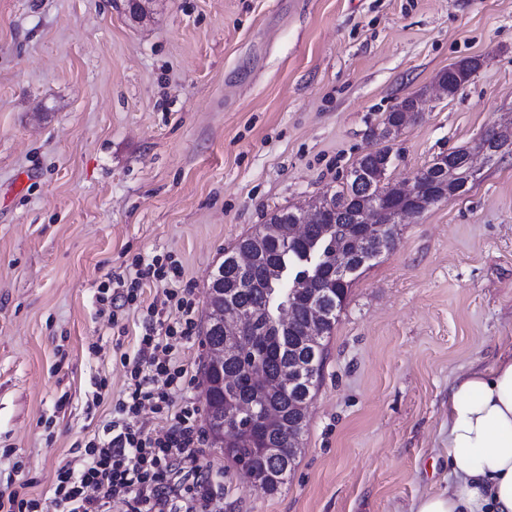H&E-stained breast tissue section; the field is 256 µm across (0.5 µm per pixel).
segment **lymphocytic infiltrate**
<instances>
[{
    "label": "lymphocytic infiltrate",
    "instance_id": "lymphocytic-infiltrate-1",
    "mask_svg": "<svg viewBox=\"0 0 512 512\" xmlns=\"http://www.w3.org/2000/svg\"><path fill=\"white\" fill-rule=\"evenodd\" d=\"M178 316L157 329L155 308H148L144 332L130 370L125 395L102 436L85 447L80 467L58 469L48 502L0 501V512H106L118 501L125 512H221V497L208 471L185 470L206 442L195 407L174 409L172 393L186 382V371L173 362L174 343L196 330L191 291H169ZM151 408L167 426L159 436L137 428L133 420Z\"/></svg>",
    "mask_w": 512,
    "mask_h": 512
}]
</instances>
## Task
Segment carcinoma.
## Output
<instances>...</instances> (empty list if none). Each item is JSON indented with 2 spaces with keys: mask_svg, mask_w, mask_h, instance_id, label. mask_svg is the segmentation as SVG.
I'll return each instance as SVG.
<instances>
[{
  "mask_svg": "<svg viewBox=\"0 0 512 512\" xmlns=\"http://www.w3.org/2000/svg\"><path fill=\"white\" fill-rule=\"evenodd\" d=\"M480 64L475 59L461 61L442 72L439 80L448 89V96L455 94L468 84ZM482 156L487 163H495L506 155L512 154V138L495 129L485 132L470 145L452 152L453 163L463 166L472 155ZM381 150L374 149L356 160L363 176L360 183L346 180L341 189L331 194L329 209L317 215L316 222L308 225V235L300 241L287 243L277 236L260 238L264 225L257 226L251 233L240 238L236 244L224 250V261L220 264L224 278V287L228 288L227 307L235 311L250 314L253 334L265 337L266 342L257 344L248 336L237 341V353L224 358V378L234 381L231 387H215L212 401L220 402L227 398L252 399L255 409L271 405L280 410L283 421H288L290 402L298 398V391L279 387L264 394H255L251 370L260 368L269 379L278 378L294 365V351L290 347H299L306 367L302 373L301 387L316 389L319 385L325 344L318 342L308 345L302 341L306 334L310 318L300 282L309 279L317 285L330 271L334 254L348 239L357 234L355 216L365 205L381 202L390 210L405 206L404 200L396 195L388 181L387 171L381 168ZM423 181L425 190L430 191L442 182L448 181V171H442L431 164L416 174ZM261 243L262 254L259 262L251 269V275L235 263L232 255L237 252L252 251L256 243ZM353 278L346 283L336 284L335 300L326 303V312L332 324L326 329L330 336L334 323L338 321V312L343 310ZM293 303V320L288 333L277 334V320L282 308ZM241 456L252 462L254 480L265 486L268 474H282V482L295 469L297 461L265 460L254 453V449L263 446L258 437H251L240 431L234 434Z\"/></svg>",
  "mask_w": 512,
  "mask_h": 512,
  "instance_id": "1",
  "label": "carcinoma"
}]
</instances>
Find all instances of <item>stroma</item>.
<instances>
[{
    "mask_svg": "<svg viewBox=\"0 0 512 512\" xmlns=\"http://www.w3.org/2000/svg\"><path fill=\"white\" fill-rule=\"evenodd\" d=\"M481 61L390 146V183L512 134V0H0V495L48 496L112 419L148 307L179 267L198 323L224 251L333 193L373 132ZM125 280L111 310L101 290ZM512 349V155L401 224L326 340L294 471L273 495L213 447L224 512H410L448 483V387ZM203 336L174 351L202 407ZM479 67L480 64L476 59H466L442 72L438 79L446 85L448 94L446 88L438 82L437 89L440 96L454 97L464 85L472 80L473 74L476 73Z\"/></svg>",
    "mask_w": 512,
    "mask_h": 512,
    "instance_id": "stroma-1",
    "label": "stroma"
}]
</instances>
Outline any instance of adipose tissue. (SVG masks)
<instances>
[{"label": "adipose tissue", "mask_w": 512, "mask_h": 512, "mask_svg": "<svg viewBox=\"0 0 512 512\" xmlns=\"http://www.w3.org/2000/svg\"><path fill=\"white\" fill-rule=\"evenodd\" d=\"M454 484L413 512H512V351L459 376L448 393Z\"/></svg>", "instance_id": "obj_1"}]
</instances>
